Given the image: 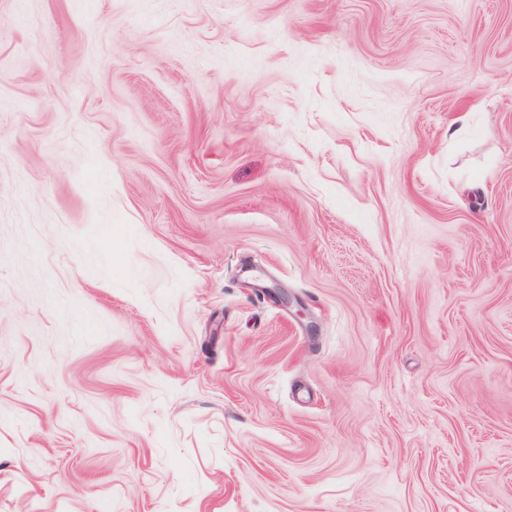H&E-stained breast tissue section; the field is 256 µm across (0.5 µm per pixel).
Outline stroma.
Listing matches in <instances>:
<instances>
[{
  "mask_svg": "<svg viewBox=\"0 0 512 512\" xmlns=\"http://www.w3.org/2000/svg\"><path fill=\"white\" fill-rule=\"evenodd\" d=\"M0 512H512V0H0Z\"/></svg>",
  "mask_w": 512,
  "mask_h": 512,
  "instance_id": "obj_1",
  "label": "stroma"
}]
</instances>
